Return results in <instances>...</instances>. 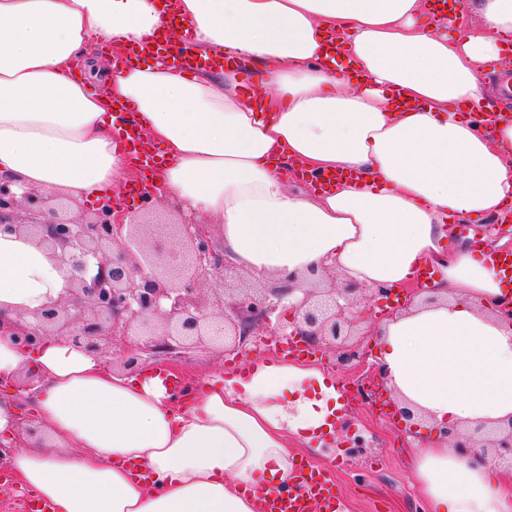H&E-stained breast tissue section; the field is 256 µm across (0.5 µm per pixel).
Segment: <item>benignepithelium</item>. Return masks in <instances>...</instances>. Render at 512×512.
Returning a JSON list of instances; mask_svg holds the SVG:
<instances>
[{"mask_svg": "<svg viewBox=\"0 0 512 512\" xmlns=\"http://www.w3.org/2000/svg\"><path fill=\"white\" fill-rule=\"evenodd\" d=\"M0 176V235L33 239L66 275L59 299L18 315L11 335L24 351L49 336L65 337L104 359L117 355L128 370L149 361H179L192 348L219 339L224 352L239 353L253 340L269 342L264 329L280 307L290 322L277 332L293 336L341 368L365 354V324L373 310L361 306L360 288L336 284L327 273L285 303L294 288H227L205 294L211 276L227 267L211 227L185 216L166 231L154 212L127 218L122 204L108 201L92 212L69 208L48 191L17 192ZM451 447L467 455L479 444L492 460L512 467V417L495 426L445 431Z\"/></svg>", "mask_w": 512, "mask_h": 512, "instance_id": "7a95c632", "label": "benign epithelium"}]
</instances>
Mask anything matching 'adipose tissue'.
<instances>
[{
	"instance_id": "1",
	"label": "adipose tissue",
	"mask_w": 512,
	"mask_h": 512,
	"mask_svg": "<svg viewBox=\"0 0 512 512\" xmlns=\"http://www.w3.org/2000/svg\"><path fill=\"white\" fill-rule=\"evenodd\" d=\"M430 0H0V175L74 201L121 194L134 175L107 112L126 107L163 150L159 196L212 225L241 269L293 287L325 272L371 289L410 287L438 265L439 299L415 296L377 328L387 389L426 433L405 451L427 512H512V470L456 454L447 427L512 416V299L490 253L444 245L447 224L500 216L512 201V120L480 132L481 69L512 42V0H467L428 23ZM159 33L259 62L238 74L184 73L150 54L91 91L72 69L106 40ZM415 102L397 108V99ZM344 173L296 191L294 166ZM67 288L48 252L0 236V317ZM35 373L39 384L24 390ZM318 391L309 392V383ZM0 434L26 401L48 448L17 450L16 480L54 512H254L288 481L291 443L334 432L335 384L317 367L256 358L180 397L153 370L132 374L51 336L21 351L0 333Z\"/></svg>"
}]
</instances>
